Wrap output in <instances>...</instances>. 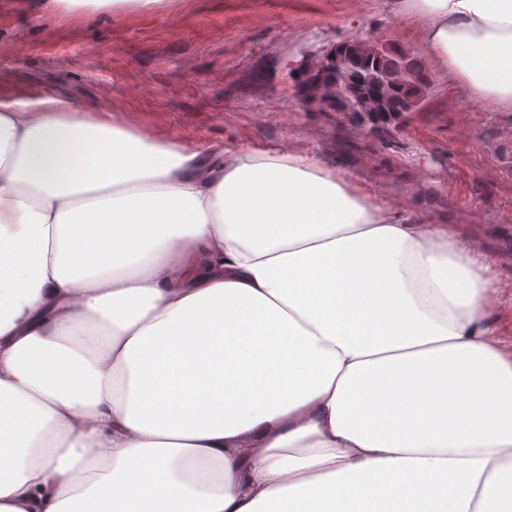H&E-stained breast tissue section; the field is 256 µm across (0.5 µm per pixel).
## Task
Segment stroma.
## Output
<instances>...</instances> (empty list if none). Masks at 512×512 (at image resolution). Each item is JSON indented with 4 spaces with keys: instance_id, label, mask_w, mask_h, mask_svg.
Instances as JSON below:
<instances>
[{
    "instance_id": "obj_1",
    "label": "stroma",
    "mask_w": 512,
    "mask_h": 512,
    "mask_svg": "<svg viewBox=\"0 0 512 512\" xmlns=\"http://www.w3.org/2000/svg\"><path fill=\"white\" fill-rule=\"evenodd\" d=\"M418 27L389 0H0V103L53 96L192 150L314 157L490 257L512 337V112L465 98ZM354 39L411 50L432 79L420 109L374 129L301 96L293 71Z\"/></svg>"
}]
</instances>
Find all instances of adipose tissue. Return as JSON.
<instances>
[{
  "label": "adipose tissue",
  "instance_id": "obj_1",
  "mask_svg": "<svg viewBox=\"0 0 512 512\" xmlns=\"http://www.w3.org/2000/svg\"><path fill=\"white\" fill-rule=\"evenodd\" d=\"M391 9L512 112V0ZM496 284L453 226L314 158L1 106L0 512H351L372 476L398 504L441 485L443 512H512ZM247 357L298 380L194 387Z\"/></svg>",
  "mask_w": 512,
  "mask_h": 512
}]
</instances>
